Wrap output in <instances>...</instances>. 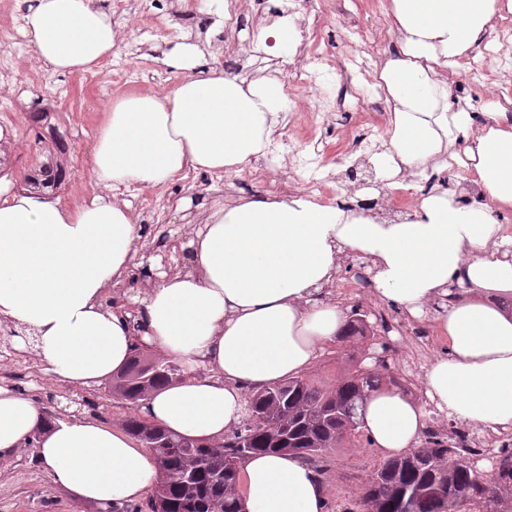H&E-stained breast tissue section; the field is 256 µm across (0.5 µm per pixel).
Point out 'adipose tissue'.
<instances>
[{"label": "adipose tissue", "mask_w": 512, "mask_h": 512, "mask_svg": "<svg viewBox=\"0 0 512 512\" xmlns=\"http://www.w3.org/2000/svg\"><path fill=\"white\" fill-rule=\"evenodd\" d=\"M504 9L512 0H393L401 55L377 73L391 104L380 176L426 166L462 139L480 200L433 191L410 218L387 220L304 194L241 198L190 239L187 270L148 291L138 332L104 305L142 238L129 205L98 193L70 205L0 183V319L31 332L49 374L74 386L111 379L135 348L160 351L184 378L140 400L138 416L220 443L242 424L250 391L306 374L336 341L347 317L328 288L352 254L369 262L374 297L413 318L433 311L446 345L425 368L426 403L396 388L367 397L361 429L377 456L419 448L435 411L512 431V234L494 216L512 208V118L495 112L474 130L442 77ZM23 19L54 73L94 70L115 47L100 0H33ZM164 62L184 74L172 91L127 93L106 113L90 153L97 184L157 188L267 155L288 107L282 82L227 78L191 43H174ZM30 442L53 485L80 501L133 502L157 480L152 453L123 426L47 421L36 396L0 385V457ZM238 490L246 512H326L322 476L296 455L248 457Z\"/></svg>", "instance_id": "obj_1"}]
</instances>
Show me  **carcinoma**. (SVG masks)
<instances>
[{
	"label": "carcinoma",
	"mask_w": 512,
	"mask_h": 512,
	"mask_svg": "<svg viewBox=\"0 0 512 512\" xmlns=\"http://www.w3.org/2000/svg\"><path fill=\"white\" fill-rule=\"evenodd\" d=\"M62 165L47 156L26 181L30 190L55 189ZM136 353L112 377V393L129 404L183 376L182 367L166 358ZM378 372H361L324 388L301 377L251 394L252 412L266 418L263 427L242 424L221 444L190 441L135 415L123 420L130 434L153 446L158 478L148 509L164 512H242L237 493L242 460L251 454L279 453L316 462L359 429L358 409L368 393L384 384ZM473 449L452 446L430 434L428 444L383 464L376 483L361 489L362 512H512V451L504 450L494 471L477 476L470 465Z\"/></svg>",
	"instance_id": "obj_1"
}]
</instances>
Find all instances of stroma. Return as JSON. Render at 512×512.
Returning a JSON list of instances; mask_svg holds the SVG:
<instances>
[{
    "label": "stroma",
    "mask_w": 512,
    "mask_h": 512,
    "mask_svg": "<svg viewBox=\"0 0 512 512\" xmlns=\"http://www.w3.org/2000/svg\"><path fill=\"white\" fill-rule=\"evenodd\" d=\"M392 0H334L331 16L323 20L321 51L323 91L338 96L341 84L338 73L347 70L353 90L367 96L371 93L369 76L381 62L398 57L399 44L383 48L375 59H364L353 53L352 44L359 29L375 26L380 15L390 14ZM126 17H114L113 26L119 42L145 44L142 62L130 64L129 78L118 83L112 79V62L103 60L96 68L97 83L86 84L83 73L55 74L36 61L14 73L13 91L24 104L23 111L0 110V135L11 144L5 174L21 181L33 172L40 159L36 155L37 140L56 144L66 159L61 186L55 194L68 203L80 202L91 192L92 176L89 151L97 129L113 100L126 92L145 91L165 94L182 79V72L166 67L160 60L163 50L172 46V39H148L140 31L128 29ZM512 11H501L488 28L478 59H464L454 69L459 85L456 97L470 103L475 125H483L491 112L501 109V91L507 82L506 71L512 66ZM476 66L480 78H468V66ZM389 103L372 109V123H360L355 113L348 112L320 136L327 150L324 175L330 176V188L337 204L358 207L373 201L380 215L407 217L413 212L406 205V189L415 194L426 192L437 183L450 189L467 188L469 175L442 174L429 179L426 172L403 178L402 188L391 189L381 180L373 159L348 150V142L366 134L378 143H386L387 130L382 119L389 112ZM205 172H192L188 177L168 183L160 189H141L135 185L117 186L115 194L125 200L139 224L148 249L142 255V265L152 274L126 284L127 298L142 293L152 277L163 273V260L177 264L185 255L172 249L173 240L193 237L202 226L203 205L215 200L236 199L258 193V186L237 181L224 187L210 183ZM191 198L192 207L181 210L179 203ZM338 292L346 312H359L367 321L371 333L365 339L337 342L331 352L322 356L307 374L310 382L321 386L335 385L337 379L362 368L365 359H385L388 372L397 388L416 400H423L422 374L425 366L437 355L441 343L433 324L427 320L405 318L391 304L374 298L369 287V275L364 264L355 257L342 263ZM20 390L35 391L47 418H95L111 424L122 423L131 408L125 401L112 397L108 385L73 387L54 382L40 362L31 337L24 334L6 335L0 331V384ZM432 431L449 444L464 441L477 453L470 461L480 472L491 473L501 449L512 450V432L483 434L465 426H450L439 416H432ZM380 459L373 452L364 433L346 439L341 448L329 454L325 462L324 479L328 485L326 512H360L359 493L368 475L378 468ZM93 503L72 500L52 485L44 467L31 448L19 449L0 459V512H97Z\"/></svg>",
    "instance_id": "stroma-1"
}]
</instances>
